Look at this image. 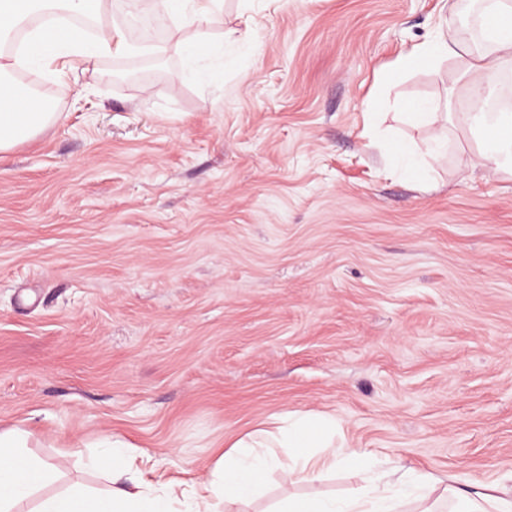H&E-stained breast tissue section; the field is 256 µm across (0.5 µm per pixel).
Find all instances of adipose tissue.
Masks as SVG:
<instances>
[{"instance_id":"obj_1","label":"adipose tissue","mask_w":512,"mask_h":512,"mask_svg":"<svg viewBox=\"0 0 512 512\" xmlns=\"http://www.w3.org/2000/svg\"><path fill=\"white\" fill-rule=\"evenodd\" d=\"M484 24L477 40L466 45L447 34L414 45L409 55L421 58H460L465 72L481 76L470 89L472 108L461 122L473 135L492 132L493 137L467 164L482 174L512 173V113L490 112L486 105L498 88V78L512 69V0H479ZM112 0H0V47L13 43L12 34L24 28V38L7 62H0V153L40 134L53 118L46 102L31 88L12 78L14 69L27 66L56 80L69 71L88 67L106 57L156 55V46L136 44L118 24L106 23ZM174 9L185 23L196 26L193 38L177 46L194 59L212 44L209 29L216 20L221 0H160ZM92 17L98 26L94 38L76 31L73 19ZM27 435L19 429L0 431V512H17L20 504L34 501L32 512H212L213 499L246 501L258 491L259 478L277 468L286 487L308 484L322 473L342 467L366 470L363 486L342 496H288L277 512H438L447 501L448 512H512V486L500 482L472 486L448 482L406 469L398 480L375 472L373 454L336 440V420L292 412L287 426L276 432L256 431L238 438L224 454V465L215 478L187 489L175 484L160 488L135 482L133 489L119 487L129 460L120 447L108 458H92L90 466L110 461V490L104 493L75 484L49 494L66 458L79 459L82 449L72 448L66 457L38 458L25 453ZM289 449L287 463L275 451Z\"/></svg>"}]
</instances>
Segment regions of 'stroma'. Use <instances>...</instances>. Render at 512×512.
I'll return each instance as SVG.
<instances>
[{
	"label": "stroma",
	"instance_id": "35a3bbf8",
	"mask_svg": "<svg viewBox=\"0 0 512 512\" xmlns=\"http://www.w3.org/2000/svg\"><path fill=\"white\" fill-rule=\"evenodd\" d=\"M446 13L224 0L219 82L173 49L31 72L58 119L0 153V428L40 457L113 436L193 483L300 411L388 469L512 475V175L463 162L460 60L406 57ZM116 21L144 44L177 18ZM418 101L450 114L441 152L398 117ZM260 482L217 512H271L285 487Z\"/></svg>",
	"mask_w": 512,
	"mask_h": 512
}]
</instances>
